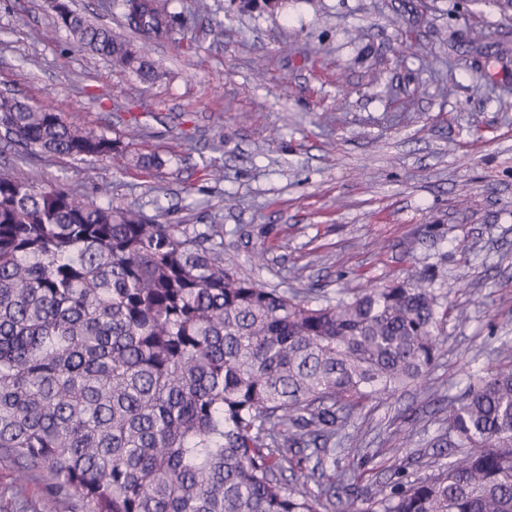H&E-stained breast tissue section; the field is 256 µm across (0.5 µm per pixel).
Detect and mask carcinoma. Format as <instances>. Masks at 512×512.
<instances>
[{
  "instance_id": "1",
  "label": "carcinoma",
  "mask_w": 512,
  "mask_h": 512,
  "mask_svg": "<svg viewBox=\"0 0 512 512\" xmlns=\"http://www.w3.org/2000/svg\"><path fill=\"white\" fill-rule=\"evenodd\" d=\"M231 4L273 13L282 0ZM109 7L131 36L65 2L56 22L155 83L153 44L194 14L174 0ZM0 143L162 164L2 95ZM447 316L430 275L318 304L224 262L222 224H164L0 170V453L89 512H512V365L450 402L455 458L431 475L362 500L356 471L328 470L364 401L426 381Z\"/></svg>"
}]
</instances>
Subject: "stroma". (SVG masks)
<instances>
[{
    "mask_svg": "<svg viewBox=\"0 0 512 512\" xmlns=\"http://www.w3.org/2000/svg\"><path fill=\"white\" fill-rule=\"evenodd\" d=\"M177 5L194 22L154 44L164 76L146 84L73 44L50 0H0V92L163 160L141 171L4 152L0 168L168 224L223 225L228 264L320 301L433 269L448 303L437 364L367 403L336 459L372 490L398 467L428 476L451 452L438 442L449 401L512 363V7ZM18 470L0 459V512H46L44 478Z\"/></svg>",
    "mask_w": 512,
    "mask_h": 512,
    "instance_id": "1",
    "label": "stroma"
}]
</instances>
